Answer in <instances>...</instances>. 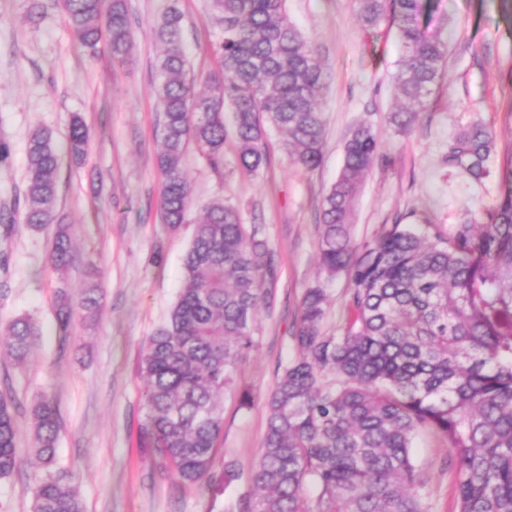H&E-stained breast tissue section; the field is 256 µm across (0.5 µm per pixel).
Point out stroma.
Wrapping results in <instances>:
<instances>
[{"label":"stroma","instance_id":"35a3bbf8","mask_svg":"<svg viewBox=\"0 0 512 512\" xmlns=\"http://www.w3.org/2000/svg\"><path fill=\"white\" fill-rule=\"evenodd\" d=\"M135 34L132 60L113 64L105 49L75 38L61 7L37 21L29 0H0V140L11 149L0 177V207H16L27 177L30 134L44 128L65 142L73 115L90 134L83 157L61 154L58 211L72 234L65 273L51 264L52 230L19 228L0 243V325L32 315L42 334L22 366L0 359V393L18 406L16 450L21 461L0 480V512H30L40 473L32 453L29 408L40 395L58 408L56 465L70 471L84 512H224L246 490L237 482L214 495L178 482L165 462L141 447L146 386L140 364L181 288V260L193 224L214 199L238 210L273 250L277 281L254 326L256 347L239 372L253 398L239 407L224 399L219 461L249 470L262 446L265 402L279 365L295 354L291 341L305 290L318 275V214L341 167L343 146L358 125L372 127L380 153L356 200L352 238L360 245L386 224L443 227L481 221L497 199V178L483 183L450 168L448 140L474 122L492 131L498 153L512 149V0H433L430 31L448 42L443 78L409 132L389 122L402 101L395 91L402 49L389 22L373 30L357 21V0H287L288 13L317 46L327 72L320 99L325 124L321 164L301 171L288 162L283 136L269 129L270 160L244 171L234 138L224 142V176L216 178L188 151L189 222L169 233L161 218V113L152 88L161 46L154 27L167 0H126ZM184 40L195 80L214 65L220 34L205 0H182ZM100 290L95 320L75 311L67 335L56 325L59 288L80 298ZM413 455L427 480L428 512H457L453 469L444 442L426 431Z\"/></svg>","mask_w":512,"mask_h":512}]
</instances>
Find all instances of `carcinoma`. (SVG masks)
<instances>
[{"label":"carcinoma","instance_id":"cac0c4a2","mask_svg":"<svg viewBox=\"0 0 512 512\" xmlns=\"http://www.w3.org/2000/svg\"><path fill=\"white\" fill-rule=\"evenodd\" d=\"M206 2L221 38L204 93L190 78L180 0H168L155 27L163 47L154 89L162 114L160 207L174 234L187 223L191 202L188 150L224 176L225 111L233 114L238 160L247 172L268 161L266 122L284 135L295 167L314 169L323 157L317 97L326 72L316 45L290 21L286 0ZM61 6L82 46L94 51L104 39L113 63L128 62L134 33L125 0H61ZM426 9L427 0H358L362 27L388 17L400 37L395 85L409 107L392 113L390 123L401 133L426 107L447 58V40L423 26ZM87 145L76 115L65 150L80 157ZM378 150L367 125L345 142L342 167L319 212V280L302 296L295 355L276 372L263 445L246 473L233 462L214 470L223 397L251 405L238 372L255 347L258 305L276 280L274 257L222 200L210 202L194 225L183 288L166 323L149 337L140 366L147 389L143 440L182 483L217 491L246 479L247 492L226 512H427L425 478L411 453L422 430L437 434L451 453L457 512H512V153L499 165L497 203L486 221L446 231L437 224H385L357 247L353 205ZM59 153L49 130L32 133L23 202L25 227L58 225L50 260L64 271L73 245L56 206ZM495 153V138L482 123L448 140V165L476 184L490 175ZM341 274L350 279L344 315L328 329L327 285ZM80 307L93 318L98 289H86ZM72 315L63 292L60 333L67 334ZM39 335L32 317L19 316L0 345L21 365ZM16 412L14 400L0 394L1 479L19 465ZM29 414L42 466L32 512H83L73 477L56 467L53 398L41 396Z\"/></svg>","mask_w":512,"mask_h":512}]
</instances>
